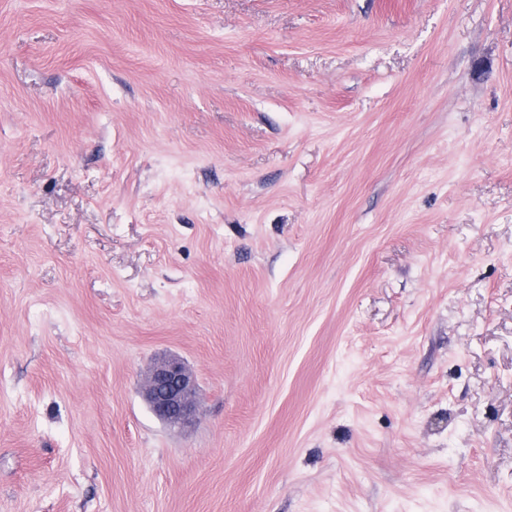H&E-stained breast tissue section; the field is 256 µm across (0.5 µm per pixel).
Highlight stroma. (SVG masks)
<instances>
[{"label":"stroma","instance_id":"35a3bbf8","mask_svg":"<svg viewBox=\"0 0 512 512\" xmlns=\"http://www.w3.org/2000/svg\"><path fill=\"white\" fill-rule=\"evenodd\" d=\"M0 512H512V0H0ZM143 396L151 411L170 427H184L195 419L197 381L185 364L176 358L161 359L151 367Z\"/></svg>","mask_w":512,"mask_h":512}]
</instances>
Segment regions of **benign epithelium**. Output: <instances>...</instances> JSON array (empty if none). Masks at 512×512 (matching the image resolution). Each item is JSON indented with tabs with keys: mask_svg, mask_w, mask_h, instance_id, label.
I'll return each mask as SVG.
<instances>
[{
	"mask_svg": "<svg viewBox=\"0 0 512 512\" xmlns=\"http://www.w3.org/2000/svg\"><path fill=\"white\" fill-rule=\"evenodd\" d=\"M143 396L151 411L170 427H184L195 419L197 381L185 364L176 358L161 359L151 367Z\"/></svg>",
	"mask_w": 512,
	"mask_h": 512,
	"instance_id": "obj_1",
	"label": "benign epithelium"
}]
</instances>
